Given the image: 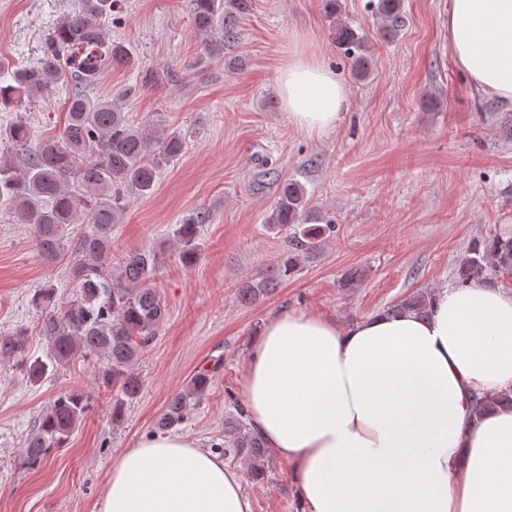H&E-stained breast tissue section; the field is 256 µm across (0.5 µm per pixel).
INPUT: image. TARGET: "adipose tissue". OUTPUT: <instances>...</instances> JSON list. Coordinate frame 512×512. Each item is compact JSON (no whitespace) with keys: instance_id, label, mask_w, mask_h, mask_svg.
Listing matches in <instances>:
<instances>
[{"instance_id":"ef3b65f1","label":"adipose tissue","mask_w":512,"mask_h":512,"mask_svg":"<svg viewBox=\"0 0 512 512\" xmlns=\"http://www.w3.org/2000/svg\"><path fill=\"white\" fill-rule=\"evenodd\" d=\"M448 47L472 89L512 103V0H448ZM284 110L333 129L348 90L292 48ZM512 294L488 283L435 291L427 316L383 312L341 327L294 311L269 320L242 405L291 465L301 512H512ZM239 471L184 435L150 434L113 461L96 512H252Z\"/></svg>"}]
</instances>
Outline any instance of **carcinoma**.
I'll return each mask as SVG.
<instances>
[{
  "label": "carcinoma",
  "mask_w": 512,
  "mask_h": 512,
  "mask_svg": "<svg viewBox=\"0 0 512 512\" xmlns=\"http://www.w3.org/2000/svg\"><path fill=\"white\" fill-rule=\"evenodd\" d=\"M337 2L324 0L333 42L351 60L355 76L365 77L370 72L366 42L338 15ZM80 4L77 12L64 16L48 33L36 64L13 70L10 82L0 84V106L5 107L48 96L61 83L67 89V121L59 134L40 138L22 119L0 126V142L24 156L19 166L0 157V207L15 210L31 226L32 245L45 261L70 254L73 288L66 301L53 288L34 289L31 302L47 340L43 357L27 358L28 337L20 329L0 335V360L17 361L32 383L78 355L104 361L103 380L114 391L112 424L118 425L142 389L133 365L158 336L166 305L152 283L160 254L153 249L133 250L112 267V227L121 223L131 197L154 193L160 166L179 158L185 142L177 132L158 137L151 123H133L122 107L126 92L90 95L105 70L126 67L132 57L125 45L106 36L101 25V20L118 12L120 0H80ZM189 8L193 28L201 36L196 64L219 59L240 69L241 59L226 57L224 51L240 39L241 23L251 14L253 0H189ZM373 9L380 36L395 37L404 24L403 0H377ZM79 217L87 229L75 234L70 226ZM213 218L210 208L200 206L176 225L174 238L184 265L197 263L199 229ZM266 223L291 230L288 250L238 288L236 297L244 305L294 278L304 264L317 258L323 238L336 232L333 221L316 215L304 186L288 178L279 180ZM490 271H512V237L493 235L474 241L457 266V282L483 280ZM431 299L428 292L416 293L388 311L408 306L424 315ZM214 377L213 368L196 372L188 388L171 395L157 429L182 424ZM475 402L479 412L512 406V390L482 393ZM90 407V397L82 393L56 396L25 439L22 467L36 470L53 449L65 447ZM266 454L265 444L246 424L242 405H237L236 413L224 420V455L246 463L250 478L261 482L266 477Z\"/></svg>",
  "instance_id": "obj_1"
}]
</instances>
